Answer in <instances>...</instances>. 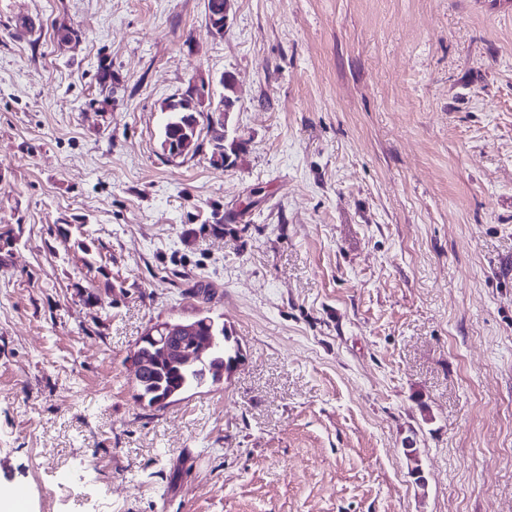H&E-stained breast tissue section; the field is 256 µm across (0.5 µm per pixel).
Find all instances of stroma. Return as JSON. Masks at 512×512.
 Here are the masks:
<instances>
[{
	"label": "stroma",
	"instance_id": "1",
	"mask_svg": "<svg viewBox=\"0 0 512 512\" xmlns=\"http://www.w3.org/2000/svg\"><path fill=\"white\" fill-rule=\"evenodd\" d=\"M206 14L0 0V475L29 512H512V0ZM227 74L235 161L164 156L163 100ZM202 310L235 370L148 406L141 336Z\"/></svg>",
	"mask_w": 512,
	"mask_h": 512
}]
</instances>
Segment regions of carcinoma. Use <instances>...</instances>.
I'll use <instances>...</instances> for the list:
<instances>
[{
	"instance_id": "1",
	"label": "carcinoma",
	"mask_w": 512,
	"mask_h": 512,
	"mask_svg": "<svg viewBox=\"0 0 512 512\" xmlns=\"http://www.w3.org/2000/svg\"><path fill=\"white\" fill-rule=\"evenodd\" d=\"M161 110L169 111V118L161 132L160 148H166L168 153L176 152L181 156L196 154L202 147L198 134L201 113L184 108L172 112L170 105L166 103L162 104ZM207 129L211 133L212 150L219 151L221 160H227L230 152L234 151V146L224 145V127L214 128L209 125ZM194 320L200 330L224 337L223 353L215 358L206 359L194 368L161 361L152 370L135 375L138 397L146 401L149 406L159 409L166 407L163 400L169 396L174 399L181 396L185 392L182 388L184 384L199 387L198 374L204 370L207 371L205 384L214 385L220 382L222 380L220 370L231 369L232 364L237 360V348L230 344V336L227 335L224 323L204 312L194 316Z\"/></svg>"
}]
</instances>
